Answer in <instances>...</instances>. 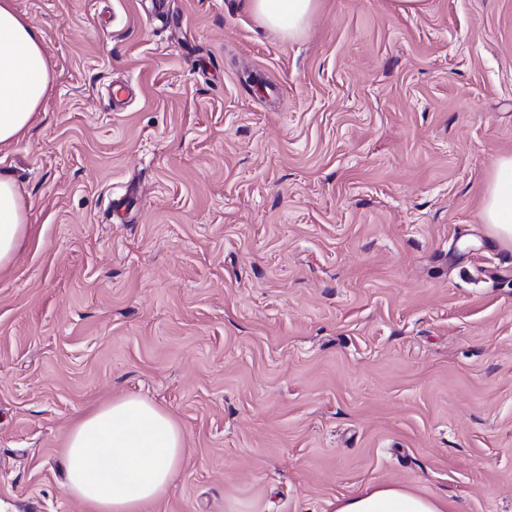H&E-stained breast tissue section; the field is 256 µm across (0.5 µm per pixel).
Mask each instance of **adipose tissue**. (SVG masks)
Instances as JSON below:
<instances>
[{
  "instance_id": "adipose-tissue-1",
  "label": "adipose tissue",
  "mask_w": 512,
  "mask_h": 512,
  "mask_svg": "<svg viewBox=\"0 0 512 512\" xmlns=\"http://www.w3.org/2000/svg\"><path fill=\"white\" fill-rule=\"evenodd\" d=\"M248 7L262 28L295 41L321 0H248ZM51 87L39 28L16 12L13 0H0V146L25 135ZM481 217L492 237L512 243V154L500 156L486 175ZM30 234L23 193L0 173V270ZM184 450V433L169 412L135 395L112 400L71 427L65 491L91 512H146L169 491ZM336 512H448V503L387 485L338 500Z\"/></svg>"
}]
</instances>
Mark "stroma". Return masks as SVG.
<instances>
[{
  "instance_id": "1",
  "label": "stroma",
  "mask_w": 512,
  "mask_h": 512,
  "mask_svg": "<svg viewBox=\"0 0 512 512\" xmlns=\"http://www.w3.org/2000/svg\"><path fill=\"white\" fill-rule=\"evenodd\" d=\"M14 5L55 80L0 150L33 227L0 270V512H88L68 431L131 394L185 435L147 512H512V244L481 218L512 0H323L294 42L246 0ZM448 501L414 494L397 485L338 500L336 512H447Z\"/></svg>"
}]
</instances>
